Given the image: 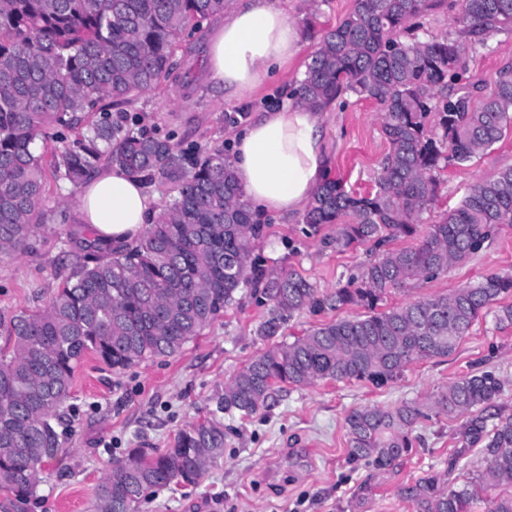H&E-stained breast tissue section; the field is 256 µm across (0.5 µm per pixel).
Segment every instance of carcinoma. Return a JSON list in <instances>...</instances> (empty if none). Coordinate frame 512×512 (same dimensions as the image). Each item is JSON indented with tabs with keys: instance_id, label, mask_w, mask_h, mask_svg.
Wrapping results in <instances>:
<instances>
[{
	"instance_id": "carcinoma-1",
	"label": "carcinoma",
	"mask_w": 512,
	"mask_h": 512,
	"mask_svg": "<svg viewBox=\"0 0 512 512\" xmlns=\"http://www.w3.org/2000/svg\"><path fill=\"white\" fill-rule=\"evenodd\" d=\"M443 2L355 0L320 37L296 88L317 112L347 93L377 103L388 144L374 191H348L326 177L304 210L312 231L335 226L336 250L371 242L380 251L359 275L321 296L301 275L268 268L255 256L263 224L243 199L224 148L179 149L112 118V108L170 77L179 44L224 15L228 0H0V255L33 248L44 221L37 141L80 126L92 112L98 119L87 134L54 155L55 172L85 184L105 162L171 193L131 243L114 245L89 227L71 234L74 276L43 311L10 320L12 350L0 353V489L12 493L3 512L34 496L44 460L59 448L74 372L87 353L114 371L174 356L247 286L270 306L260 336L278 335L306 310L356 306L365 314L325 322L234 375L219 409L246 416L266 407L283 384L384 385L419 359L451 354L490 311L498 327H512V303L505 302L511 271L381 309L389 293L466 261L512 225V167L477 181L439 222L417 223L439 196L440 163L470 161L512 125V61L498 69L485 96L478 80L443 95L449 80L467 72L468 53L512 32V0H462L457 38L401 39ZM408 238L415 244L387 247ZM503 387L494 371H474L432 401L436 413L464 420L453 434L448 470L401 488L416 512H471L481 493L512 485V417L486 415ZM424 416L407 400L350 411V455L391 468L413 448L411 432ZM224 445V423L214 417L179 430L162 452L131 450L98 485L92 512H132L148 490L198 481L224 456ZM476 450L485 468L449 483Z\"/></svg>"
}]
</instances>
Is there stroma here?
Listing matches in <instances>:
<instances>
[{
  "label": "stroma",
  "mask_w": 512,
  "mask_h": 512,
  "mask_svg": "<svg viewBox=\"0 0 512 512\" xmlns=\"http://www.w3.org/2000/svg\"><path fill=\"white\" fill-rule=\"evenodd\" d=\"M292 5L290 18L303 27L304 50L294 65L271 72L258 89L231 95L209 80V37L217 27L212 21L178 47L172 75L128 104L127 112L136 115L140 128L170 137L181 147L229 144L237 127L276 107L303 79L322 31L335 27L354 0H292ZM308 18L313 21L309 28L304 25ZM509 60L512 34H495L488 49L471 54L466 76L493 83ZM322 131L330 175L342 179L346 189L373 191L388 149L379 106L343 95L325 111ZM56 148L50 141L42 149L47 218L37 241L33 249L0 260V348L7 351L12 344L5 326L11 318L43 310L74 272L69 233L78 224L83 188L56 178L51 166ZM507 167H512V127L471 161L443 171L439 196L420 215V223H435L460 204L475 182ZM263 222L256 252L265 265L296 271L324 294L359 273L372 256L366 245L341 252L328 247L333 227L311 233L298 214L267 216ZM510 270L512 226L506 225L465 262L388 294L385 305L447 294ZM268 311V304L245 293L177 355L156 357L119 373L87 355L74 373L61 447L43 463L41 481L24 512H91L97 486L128 450L168 448L183 426L215 415L227 434L223 457L197 483L145 493L135 512H415L399 490L424 473L447 469L459 419L444 414L420 419L410 454L396 468L380 470L350 459L349 411L391 408L405 400L426 405L458 377L488 369L505 382L494 413L512 415V328H497L490 316L476 321L450 355L418 360L386 385L329 380L286 385L253 415L220 413L225 383L271 346L292 341L325 321L359 314L355 308L305 311L288 321L278 338L256 333Z\"/></svg>",
  "instance_id": "35a3bbf8"
}]
</instances>
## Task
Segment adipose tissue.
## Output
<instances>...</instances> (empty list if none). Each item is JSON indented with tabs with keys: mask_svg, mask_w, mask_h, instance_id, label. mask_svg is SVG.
I'll list each match as a JSON object with an SVG mask.
<instances>
[{
	"mask_svg": "<svg viewBox=\"0 0 512 512\" xmlns=\"http://www.w3.org/2000/svg\"><path fill=\"white\" fill-rule=\"evenodd\" d=\"M303 47L282 0H235L211 39L209 74L235 95L260 86L270 65L295 61ZM234 142L231 162L246 200L269 213L303 212L326 174L319 113L286 99L236 133ZM156 213L142 182L118 167L86 187L79 207L82 223L117 242L134 241Z\"/></svg>",
	"mask_w": 512,
	"mask_h": 512,
	"instance_id": "1",
	"label": "adipose tissue"
}]
</instances>
